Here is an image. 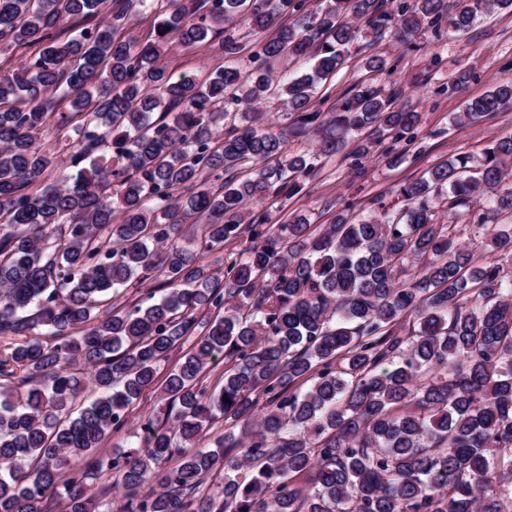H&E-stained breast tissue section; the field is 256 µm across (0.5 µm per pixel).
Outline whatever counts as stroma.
Returning <instances> with one entry per match:
<instances>
[{
	"mask_svg": "<svg viewBox=\"0 0 512 512\" xmlns=\"http://www.w3.org/2000/svg\"><path fill=\"white\" fill-rule=\"evenodd\" d=\"M371 54L382 55L389 63L388 73L381 78L386 92L397 93L398 105L422 113L417 142L399 164H389L378 155L365 160L360 176L353 174L345 154L322 158L319 175L300 181L282 210L274 213V222L283 223L299 213L311 223L327 224L338 210L357 220L378 216L381 208H398L395 191L400 184L420 178L451 157L480 160L491 144L512 137V110L462 127L451 122L465 99L484 95L498 83L512 82V11L478 18L461 34L446 30L436 38L425 33L415 49L391 38L375 45L359 40L333 83L331 96H316L318 109H332L364 77L361 62ZM461 69L471 71L470 80L450 89L453 76Z\"/></svg>",
	"mask_w": 512,
	"mask_h": 512,
	"instance_id": "obj_1",
	"label": "stroma"
}]
</instances>
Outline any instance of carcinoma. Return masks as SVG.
<instances>
[{"label":"carcinoma","mask_w":512,"mask_h":512,"mask_svg":"<svg viewBox=\"0 0 512 512\" xmlns=\"http://www.w3.org/2000/svg\"><path fill=\"white\" fill-rule=\"evenodd\" d=\"M508 6L0 0V339H16L0 354L15 381L0 391V512H45L50 491L65 512H92L73 461L124 429L139 445L106 467L125 512H512V278L484 261L489 247L512 252V232L493 224L512 214V138L472 174L451 158L401 184L382 220H270L319 174L318 156L350 145L359 174L419 137L421 113L372 78L330 116L316 109L360 34L439 36ZM150 7L141 39L132 26ZM201 46L229 60L247 51L255 66L174 77L173 50ZM303 57L313 65L300 75L270 69ZM271 97L282 123L256 111ZM511 109L502 84L452 123ZM50 127L64 152L42 140ZM311 135L313 151L289 150ZM107 154L117 164L102 168ZM443 189L464 225L435 220ZM240 240L224 270L205 262ZM149 283L151 304L114 302ZM183 347L163 381L170 426L131 421ZM220 354L224 384L211 391L202 378ZM216 473L220 502L204 495Z\"/></svg>","instance_id":"1"}]
</instances>
